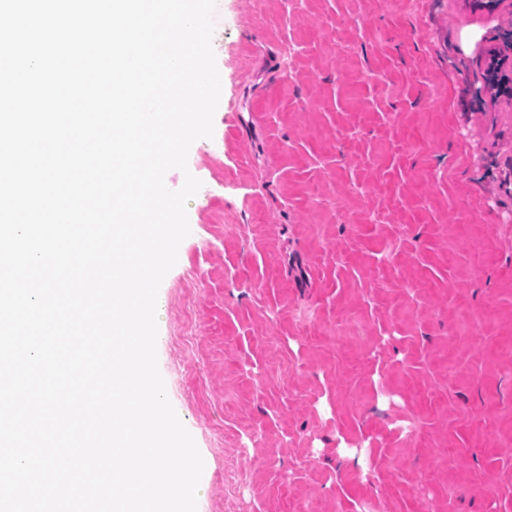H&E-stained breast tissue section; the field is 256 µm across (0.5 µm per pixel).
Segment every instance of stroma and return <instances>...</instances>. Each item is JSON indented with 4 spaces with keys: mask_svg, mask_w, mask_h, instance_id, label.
<instances>
[{
    "mask_svg": "<svg viewBox=\"0 0 512 512\" xmlns=\"http://www.w3.org/2000/svg\"><path fill=\"white\" fill-rule=\"evenodd\" d=\"M158 292L197 512H512V0H216Z\"/></svg>",
    "mask_w": 512,
    "mask_h": 512,
    "instance_id": "obj_1",
    "label": "stroma"
}]
</instances>
